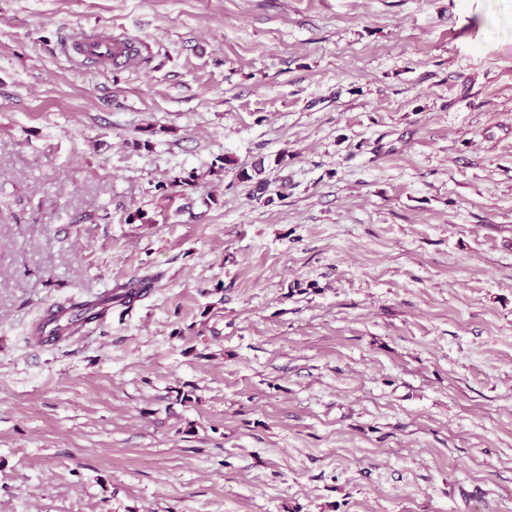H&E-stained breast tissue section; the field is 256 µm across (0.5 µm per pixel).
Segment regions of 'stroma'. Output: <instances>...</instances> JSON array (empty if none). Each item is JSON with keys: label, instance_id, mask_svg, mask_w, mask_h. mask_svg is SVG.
Segmentation results:
<instances>
[{"label": "stroma", "instance_id": "35a3bbf8", "mask_svg": "<svg viewBox=\"0 0 512 512\" xmlns=\"http://www.w3.org/2000/svg\"><path fill=\"white\" fill-rule=\"evenodd\" d=\"M0 512H512V0H0ZM122 44L112 43V38L87 37L82 34L76 35L70 43V54L76 58H94L97 54H112L115 46ZM57 310V306L48 309L38 320L35 327L36 338L45 347L53 346L58 342L75 336H82L87 332L88 325L97 321L95 319H86L79 326H68L65 329L61 326L64 324V321L60 319Z\"/></svg>", "mask_w": 512, "mask_h": 512}]
</instances>
